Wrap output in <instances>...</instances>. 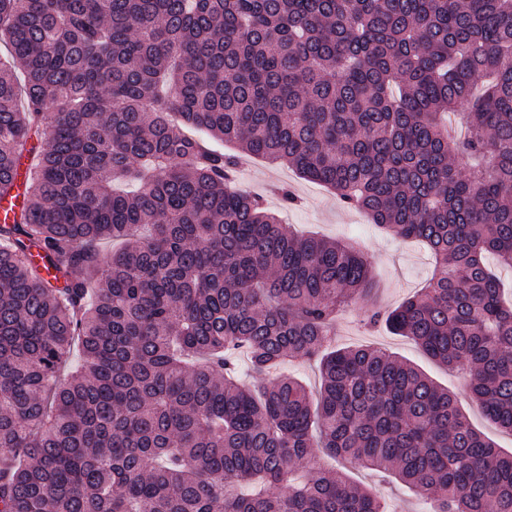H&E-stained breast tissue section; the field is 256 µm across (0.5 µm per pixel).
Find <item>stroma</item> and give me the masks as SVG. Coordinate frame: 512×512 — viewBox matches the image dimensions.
Here are the masks:
<instances>
[{"label": "stroma", "instance_id": "obj_1", "mask_svg": "<svg viewBox=\"0 0 512 512\" xmlns=\"http://www.w3.org/2000/svg\"><path fill=\"white\" fill-rule=\"evenodd\" d=\"M237 188L263 197L270 210L280 213L285 223L300 233H314L330 239H353L368 257L378 288L376 302H361L340 318L333 344L337 347L371 345L400 354L422 368L437 382L457 394L473 425L499 447L512 448V435L490 425L467 396L468 380L462 371L448 372L432 362L409 339L395 336L384 327L363 323L370 305L385 309L397 306L421 288L430 274L432 258L423 245L401 240L371 224L360 210L344 206L335 193L323 185L305 180L294 169L263 159L241 155ZM288 189L293 203L283 201L281 189ZM305 469L344 471L370 488L385 504L387 512H422V502L409 496L387 478L373 475L357 464L333 458L316 450L304 462Z\"/></svg>", "mask_w": 512, "mask_h": 512}]
</instances>
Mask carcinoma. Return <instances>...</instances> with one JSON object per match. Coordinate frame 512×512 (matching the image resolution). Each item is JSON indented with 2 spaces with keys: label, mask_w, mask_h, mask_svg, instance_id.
Wrapping results in <instances>:
<instances>
[{
  "label": "carcinoma",
  "mask_w": 512,
  "mask_h": 512,
  "mask_svg": "<svg viewBox=\"0 0 512 512\" xmlns=\"http://www.w3.org/2000/svg\"><path fill=\"white\" fill-rule=\"evenodd\" d=\"M0 44V199L24 197L0 223V512H383L344 472L298 479L314 448L431 512H512V452L456 394L326 349L372 291L365 255L294 234L203 142L425 244L426 287L365 321L466 368L512 434V303L487 262L512 267V0H0ZM237 352L251 378L320 359L317 395L246 383Z\"/></svg>",
  "instance_id": "carcinoma-1"
}]
</instances>
